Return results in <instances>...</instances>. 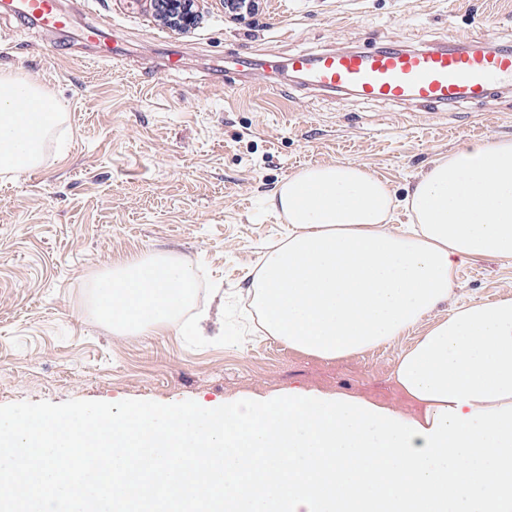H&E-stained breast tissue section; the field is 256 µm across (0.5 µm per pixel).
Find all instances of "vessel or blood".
Listing matches in <instances>:
<instances>
[{"mask_svg": "<svg viewBox=\"0 0 512 512\" xmlns=\"http://www.w3.org/2000/svg\"><path fill=\"white\" fill-rule=\"evenodd\" d=\"M0 12L27 26L61 30L67 25L58 0H0ZM288 70L320 90L366 101L453 108L512 88V46L451 39L415 48L298 52L289 58Z\"/></svg>", "mask_w": 512, "mask_h": 512, "instance_id": "obj_1", "label": "vessel or blood"}]
</instances>
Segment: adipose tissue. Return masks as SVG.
<instances>
[{
  "label": "adipose tissue",
  "mask_w": 512,
  "mask_h": 512,
  "mask_svg": "<svg viewBox=\"0 0 512 512\" xmlns=\"http://www.w3.org/2000/svg\"><path fill=\"white\" fill-rule=\"evenodd\" d=\"M65 108L0 72V172L37 169ZM288 236L254 302L290 349L339 360L407 334L459 267L512 262V139L434 161L396 200L351 163L301 168L272 197ZM408 228L392 223L397 207ZM196 288L169 255L115 263L92 285L100 319L177 326ZM392 378L417 406L292 389L223 405L0 410V512H512V299L432 318Z\"/></svg>",
  "instance_id": "1"
}]
</instances>
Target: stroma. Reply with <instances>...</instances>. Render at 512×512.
<instances>
[{
	"label": "stroma",
	"instance_id": "stroma-1",
	"mask_svg": "<svg viewBox=\"0 0 512 512\" xmlns=\"http://www.w3.org/2000/svg\"><path fill=\"white\" fill-rule=\"evenodd\" d=\"M70 26L20 31L0 13V70L27 74L67 109L40 167L0 176V408L166 406L291 387L408 401L392 373L426 326L340 361L259 331L252 285L288 225L268 200L302 167L353 162L404 196L436 159L512 139V94L428 115L412 103L321 93L289 55L472 37L512 45V0H262L233 20L200 0L192 29L162 25L147 0H59ZM99 26L126 60L99 57ZM248 60L252 70L234 68ZM149 253L190 264L182 328L139 334L100 322L91 281ZM512 298V263L463 265L437 315Z\"/></svg>",
	"mask_w": 512,
	"mask_h": 512
}]
</instances>
